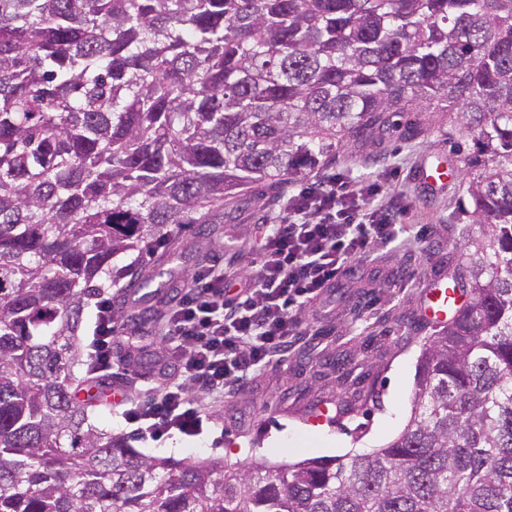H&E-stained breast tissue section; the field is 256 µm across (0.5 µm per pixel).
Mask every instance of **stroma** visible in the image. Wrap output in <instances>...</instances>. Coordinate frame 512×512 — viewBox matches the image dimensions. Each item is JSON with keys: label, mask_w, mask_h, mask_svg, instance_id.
<instances>
[{"label": "stroma", "mask_w": 512, "mask_h": 512, "mask_svg": "<svg viewBox=\"0 0 512 512\" xmlns=\"http://www.w3.org/2000/svg\"><path fill=\"white\" fill-rule=\"evenodd\" d=\"M428 124L424 136L398 134L379 144L348 146L335 165L362 185L379 184L385 207L418 234L407 247H382L343 274L303 318V333L288 357L256 373L248 385L208 398L205 410L218 420L196 440L174 435L157 442L135 441L142 452L177 459L218 460L226 466L269 465L308 458L370 453L393 440L411 415V396L422 332L416 326L426 288L451 273L462 254H449L470 226L461 213L464 151L472 138L449 128L447 119L416 112ZM445 180L426 179L434 166ZM281 199L253 189L237 203L235 219L221 228L236 251L212 249L210 262L250 266L257 258L248 243L252 227L283 218ZM402 313L401 326L385 331L377 322ZM351 373L367 400L358 414H343L349 396L337 375Z\"/></svg>", "instance_id": "1"}]
</instances>
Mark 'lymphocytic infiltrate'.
<instances>
[{"label":"lymphocytic infiltrate","mask_w":512,"mask_h":512,"mask_svg":"<svg viewBox=\"0 0 512 512\" xmlns=\"http://www.w3.org/2000/svg\"><path fill=\"white\" fill-rule=\"evenodd\" d=\"M377 185H359L331 172L295 187L284 198V224L260 227V258L245 269L210 264L193 273L188 291L176 293L169 309V363L143 400L124 419L145 441L181 433L197 436L213 418L201 396L243 387L253 374L287 357L299 333L301 314L352 265L383 245L410 242L378 201ZM88 369L112 363V317L107 298L96 303Z\"/></svg>","instance_id":"lymphocytic-infiltrate-1"}]
</instances>
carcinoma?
Instances as JSON below:
<instances>
[{
	"instance_id": "obj_1",
	"label": "carcinoma",
	"mask_w": 512,
	"mask_h": 512,
	"mask_svg": "<svg viewBox=\"0 0 512 512\" xmlns=\"http://www.w3.org/2000/svg\"><path fill=\"white\" fill-rule=\"evenodd\" d=\"M404 112L474 134L467 301L424 337L402 433L224 468L93 422L87 310L224 206L374 144ZM0 512H512V0H0Z\"/></svg>"
}]
</instances>
